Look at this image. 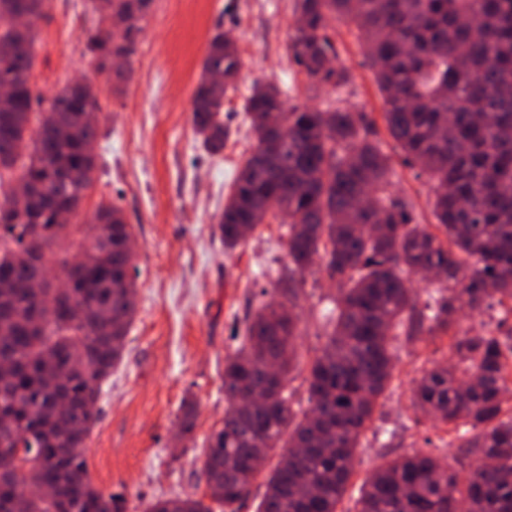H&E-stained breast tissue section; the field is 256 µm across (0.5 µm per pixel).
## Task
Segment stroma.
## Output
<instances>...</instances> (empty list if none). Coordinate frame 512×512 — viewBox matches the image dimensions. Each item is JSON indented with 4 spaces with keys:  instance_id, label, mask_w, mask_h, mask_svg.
<instances>
[{
    "instance_id": "stroma-1",
    "label": "stroma",
    "mask_w": 512,
    "mask_h": 512,
    "mask_svg": "<svg viewBox=\"0 0 512 512\" xmlns=\"http://www.w3.org/2000/svg\"><path fill=\"white\" fill-rule=\"evenodd\" d=\"M297 17V0H155L131 58V78L116 93L96 74L86 47L98 20L91 0H48L38 23L34 84L44 101L83 75L101 91L93 188L74 221L85 223L105 200L121 209L135 236L136 313L123 356L101 386L87 452L93 484L123 493L125 512H141L154 498L205 491L201 450L224 417V360L241 343L233 332L244 329L248 314L265 301L262 289L274 288L288 264L285 225H261L231 253L220 237L224 201L257 145L242 110L254 84L277 85L291 105L324 109L339 99L367 112L374 141L391 158L398 196L413 204L418 223L434 221L432 185L401 162L358 32L336 25V64L351 70L353 82L338 93L315 89L288 54ZM221 30L233 35L242 67L237 92L224 100V149L212 154L191 113L209 41ZM335 294L321 265L304 272L295 306L302 367L288 386L303 408L306 367L326 341L325 312ZM450 344L447 336L419 334L396 342L393 378L361 437L344 512L379 464L420 448L440 458L457 455L445 427L419 419L411 400L425 369L454 363ZM187 399L196 406V425L181 439L177 416Z\"/></svg>"
}]
</instances>
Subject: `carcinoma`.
<instances>
[{
	"label": "carcinoma",
	"mask_w": 512,
	"mask_h": 512,
	"mask_svg": "<svg viewBox=\"0 0 512 512\" xmlns=\"http://www.w3.org/2000/svg\"><path fill=\"white\" fill-rule=\"evenodd\" d=\"M87 36L97 68L110 55L131 60L154 0H106ZM46 0H0V84L12 94L0 108V357L12 364L0 386V512H123L124 496L91 481L87 452L99 418L100 384L120 359L135 314L133 238L121 210L100 201L79 225L82 262L60 260L70 287L30 288L60 234L58 211L75 215L93 187L85 146L98 124L83 118L84 93L65 86L49 110L35 111L32 46ZM302 23L288 54L317 86L352 82L338 56L336 19L367 44L387 131L403 163L433 182L438 233L416 222L392 191L390 158L371 139L373 120L335 105L285 107L283 92L255 84L244 111L257 140L237 175L219 229L224 249L247 243L263 224H288L291 266L277 284L284 302L261 305L245 341L224 360V419L208 438L206 493L149 501L142 512H228L258 479L257 512H337L354 472L360 438L393 378L392 340L404 330L448 334L458 310L489 300L512 303V0H299ZM27 16L24 28L11 21ZM124 34L110 36L113 16ZM238 51L211 39L192 104L204 148L224 150V94L236 92ZM226 78L224 93L211 76ZM28 181L25 209L7 189ZM321 262L336 281L326 314L327 340L305 378L309 408L297 411L288 381L300 318L287 302L295 274ZM421 269L436 279L425 310L408 287ZM457 362L424 370L412 404L453 434L472 458L466 484L451 462L422 449L377 468L359 488L355 512H512V414L504 405L512 346L491 331L453 334ZM182 435L195 406H182ZM282 452H276V449ZM278 460L271 469L267 461Z\"/></svg>",
	"instance_id": "obj_1"
}]
</instances>
